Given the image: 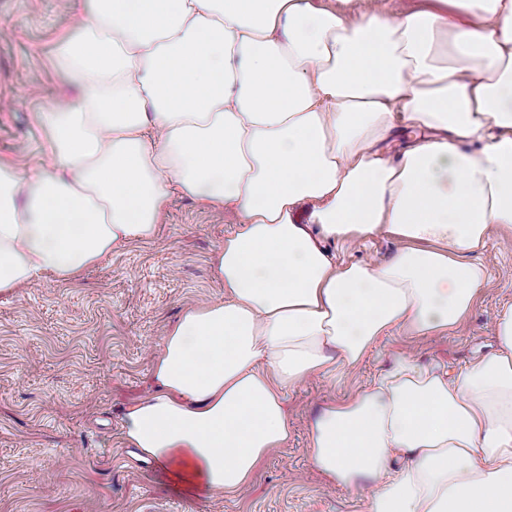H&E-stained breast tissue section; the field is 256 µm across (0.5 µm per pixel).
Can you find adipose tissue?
I'll return each mask as SVG.
<instances>
[{
    "label": "adipose tissue",
    "instance_id": "obj_1",
    "mask_svg": "<svg viewBox=\"0 0 512 512\" xmlns=\"http://www.w3.org/2000/svg\"><path fill=\"white\" fill-rule=\"evenodd\" d=\"M353 2L81 0L56 54L78 96L39 115L51 169L0 161V294L155 241L174 194L233 205L223 301L167 328L124 416L184 487H250L288 441V389L392 329L458 326L489 237L512 241V0ZM400 124V156L375 152ZM383 231L400 247L380 264L328 249ZM494 336L455 375L401 359L324 404L316 471L372 487L368 512H512V307Z\"/></svg>",
    "mask_w": 512,
    "mask_h": 512
}]
</instances>
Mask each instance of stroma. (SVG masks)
<instances>
[{"label":"stroma","mask_w":512,"mask_h":512,"mask_svg":"<svg viewBox=\"0 0 512 512\" xmlns=\"http://www.w3.org/2000/svg\"><path fill=\"white\" fill-rule=\"evenodd\" d=\"M70 32L62 0H0V161L49 167L38 115L72 94L54 64L55 42ZM235 220L231 207L177 195L158 241L126 245L75 283L0 294V512H367L368 489L326 485L313 469L316 412L403 356L460 371L494 348V323L512 305V248L493 237L485 285L461 327L431 338L393 330L352 372L289 389L291 435L249 491L189 495L132 456L123 415L153 390L166 329L184 309L223 300L212 257Z\"/></svg>","instance_id":"stroma-1"}]
</instances>
